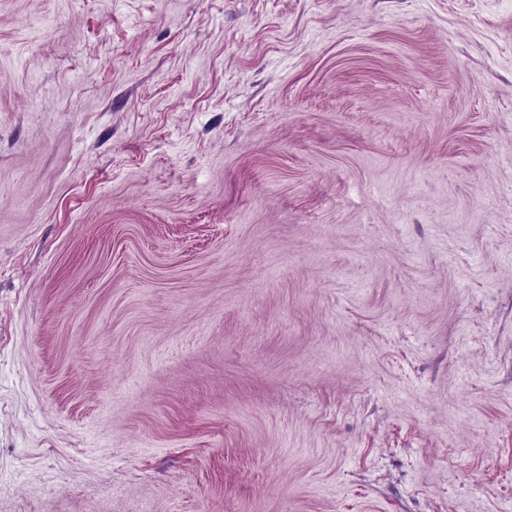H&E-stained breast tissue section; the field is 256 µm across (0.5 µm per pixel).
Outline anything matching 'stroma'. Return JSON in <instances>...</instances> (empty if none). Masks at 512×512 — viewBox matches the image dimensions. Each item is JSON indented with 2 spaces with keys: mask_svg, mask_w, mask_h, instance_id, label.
Segmentation results:
<instances>
[{
  "mask_svg": "<svg viewBox=\"0 0 512 512\" xmlns=\"http://www.w3.org/2000/svg\"><path fill=\"white\" fill-rule=\"evenodd\" d=\"M0 512H512V0H0Z\"/></svg>",
  "mask_w": 512,
  "mask_h": 512,
  "instance_id": "obj_1",
  "label": "stroma"
}]
</instances>
